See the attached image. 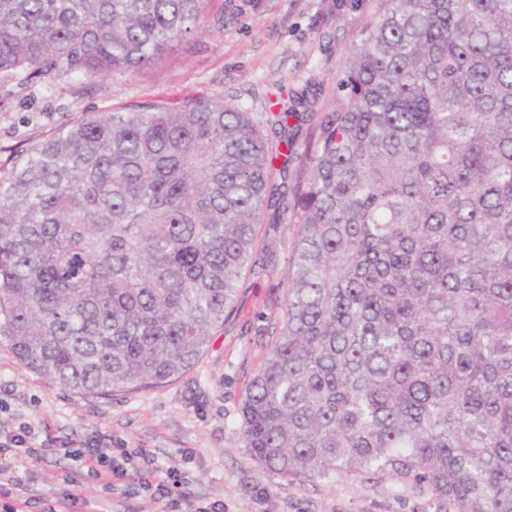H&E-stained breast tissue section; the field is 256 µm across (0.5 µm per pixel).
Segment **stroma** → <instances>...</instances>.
Wrapping results in <instances>:
<instances>
[{"label": "stroma", "mask_w": 512, "mask_h": 512, "mask_svg": "<svg viewBox=\"0 0 512 512\" xmlns=\"http://www.w3.org/2000/svg\"><path fill=\"white\" fill-rule=\"evenodd\" d=\"M380 5L381 0H206V29L175 42L159 63L94 81L71 73L1 85L0 169L74 121L148 103L176 107L221 95L243 111L260 113L279 110L305 90L313 107H321ZM295 233L288 216L257 225V265L241 280L235 312L201 359L161 387L84 396L23 366L0 338V439L24 425L43 451L33 465L7 459L29 495L56 500L75 481L95 512H155L136 477L104 493L93 479L74 476L63 454L67 448H142L179 473L196 505L218 502L224 512H449L447 501L389 477L300 482L252 459L240 408L274 341Z\"/></svg>", "instance_id": "stroma-1"}]
</instances>
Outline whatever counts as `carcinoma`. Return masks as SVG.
<instances>
[{"mask_svg": "<svg viewBox=\"0 0 512 512\" xmlns=\"http://www.w3.org/2000/svg\"><path fill=\"white\" fill-rule=\"evenodd\" d=\"M204 19L205 0H0V82L135 71ZM306 106L103 112L23 154L0 176V337L79 394L161 386L234 310L256 225L289 213L252 458L512 512V0H382L301 145Z\"/></svg>", "mask_w": 512, "mask_h": 512, "instance_id": "1", "label": "carcinoma"}]
</instances>
